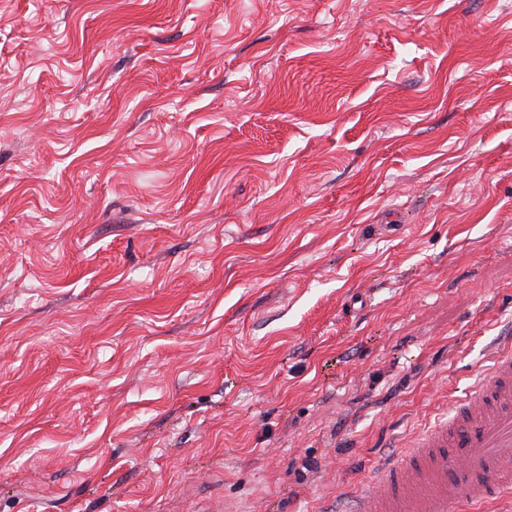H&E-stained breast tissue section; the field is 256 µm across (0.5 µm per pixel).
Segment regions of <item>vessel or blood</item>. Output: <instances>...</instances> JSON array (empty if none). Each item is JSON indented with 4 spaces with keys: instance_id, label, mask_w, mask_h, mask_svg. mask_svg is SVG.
Here are the masks:
<instances>
[{
    "instance_id": "b4317fda",
    "label": "vessel or blood",
    "mask_w": 512,
    "mask_h": 512,
    "mask_svg": "<svg viewBox=\"0 0 512 512\" xmlns=\"http://www.w3.org/2000/svg\"><path fill=\"white\" fill-rule=\"evenodd\" d=\"M512 496V347L364 490L359 512H457Z\"/></svg>"
}]
</instances>
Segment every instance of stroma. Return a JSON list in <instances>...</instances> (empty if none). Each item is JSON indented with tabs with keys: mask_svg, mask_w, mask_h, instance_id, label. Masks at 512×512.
<instances>
[{
	"mask_svg": "<svg viewBox=\"0 0 512 512\" xmlns=\"http://www.w3.org/2000/svg\"><path fill=\"white\" fill-rule=\"evenodd\" d=\"M510 336L512 0H0V512H349Z\"/></svg>",
	"mask_w": 512,
	"mask_h": 512,
	"instance_id": "1",
	"label": "stroma"
}]
</instances>
